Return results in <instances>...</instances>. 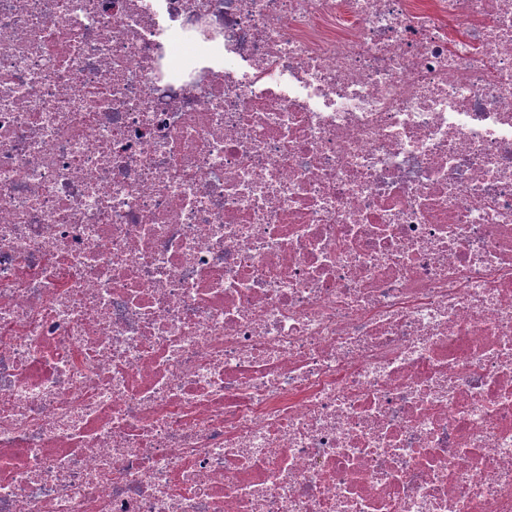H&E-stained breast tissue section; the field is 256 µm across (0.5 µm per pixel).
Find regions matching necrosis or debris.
<instances>
[{
    "label": "necrosis or debris",
    "instance_id": "4bbe7bcc",
    "mask_svg": "<svg viewBox=\"0 0 512 512\" xmlns=\"http://www.w3.org/2000/svg\"><path fill=\"white\" fill-rule=\"evenodd\" d=\"M0 512H512V0H0Z\"/></svg>",
    "mask_w": 512,
    "mask_h": 512
}]
</instances>
